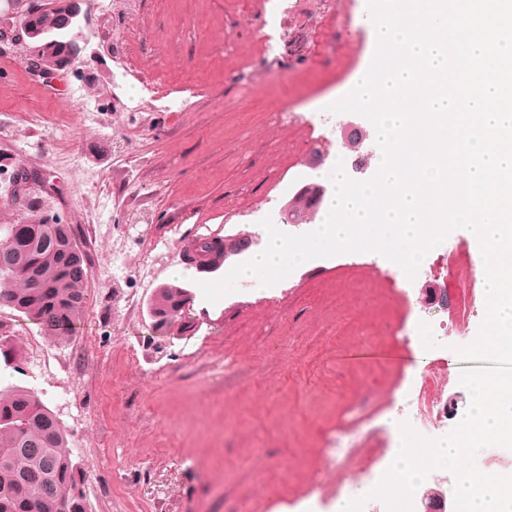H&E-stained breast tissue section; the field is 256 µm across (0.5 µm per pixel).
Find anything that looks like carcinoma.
Instances as JSON below:
<instances>
[{
  "instance_id": "obj_1",
  "label": "carcinoma",
  "mask_w": 512,
  "mask_h": 512,
  "mask_svg": "<svg viewBox=\"0 0 512 512\" xmlns=\"http://www.w3.org/2000/svg\"><path fill=\"white\" fill-rule=\"evenodd\" d=\"M12 0L19 24L54 32L59 18L37 10L36 2ZM23 210L14 224L0 227V307L37 324L46 335L63 340L81 322L86 307L91 263L84 251L73 252L71 224L48 220V202L32 190L33 174L24 173ZM288 208L310 223L316 210L303 197ZM188 300L187 289L167 284L155 290L151 317L166 329ZM78 466L67 435L37 391L17 388L0 394V512H86Z\"/></svg>"
}]
</instances>
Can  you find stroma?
<instances>
[{"label":"stroma","instance_id":"stroma-1","mask_svg":"<svg viewBox=\"0 0 512 512\" xmlns=\"http://www.w3.org/2000/svg\"><path fill=\"white\" fill-rule=\"evenodd\" d=\"M304 7L309 24H282L270 56L263 0H107L78 21L75 65L48 79L0 44V186L21 168L42 174L52 214L92 265L66 339L0 308V337L17 351L14 366L0 361V392L37 389L58 416L87 512H290L307 484L331 492L322 448L336 425L354 423L366 442L344 478L375 468V429L408 401L403 375L444 377L448 426L470 406L455 349L481 320L457 311L469 296L484 306L485 285L447 262L478 253L467 229L411 280L377 253H344L211 302L200 284L222 271L181 268L191 238L264 241L263 219L308 183L313 150L326 165L358 157L338 121L373 127L329 110L371 63L367 0ZM121 68L124 89L112 81ZM166 284L191 301L158 331L147 304ZM427 286L447 289L448 306L423 302ZM423 319L447 336L405 344ZM35 346L49 371L34 369Z\"/></svg>","mask_w":512,"mask_h":512}]
</instances>
